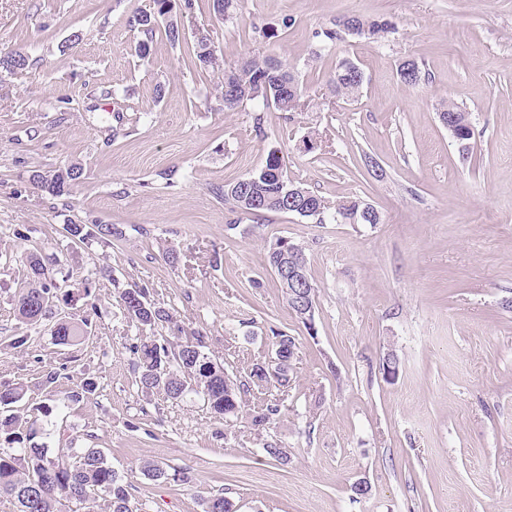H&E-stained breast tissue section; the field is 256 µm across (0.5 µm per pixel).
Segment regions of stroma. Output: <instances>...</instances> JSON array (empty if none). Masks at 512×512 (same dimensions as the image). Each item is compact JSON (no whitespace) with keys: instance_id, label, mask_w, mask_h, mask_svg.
<instances>
[{"instance_id":"stroma-1","label":"stroma","mask_w":512,"mask_h":512,"mask_svg":"<svg viewBox=\"0 0 512 512\" xmlns=\"http://www.w3.org/2000/svg\"><path fill=\"white\" fill-rule=\"evenodd\" d=\"M152 8L0 0V53L36 60L0 68V385H23L18 411L35 419L38 442L54 453L102 449L134 512H203L218 493L238 512H512V0H240L224 21L195 0L188 27L208 29L226 64L273 55L309 95L302 112L264 109L259 129L252 107L225 111L220 72L189 67L193 37L156 39L139 57L126 19ZM350 14L393 28L375 42L342 34L313 57L317 32ZM258 25L279 28L274 45L256 42ZM345 58L364 75L352 100L329 86ZM409 58L424 73L413 87L396 74ZM448 99L469 114L465 156L438 118ZM272 147L289 178L331 202L360 197L381 223L246 215L227 229L217 188ZM369 157L382 178L368 173ZM72 164L83 174L70 194L31 180ZM71 222L116 234L75 244L62 230ZM281 237L304 250L314 331L268 267ZM32 252L57 259L67 289L89 287L105 303L83 344L56 345L50 321L17 317ZM134 285L185 333L201 332L237 376L270 360L273 332L294 337L288 386L247 404L279 399L277 423L224 422L192 392L143 396L128 350L137 331L116 302ZM16 336L22 347H11ZM389 351L399 359L392 381L379 372ZM88 378L95 395L65 417L37 414ZM270 442L288 449V465L265 455ZM148 461L193 481L152 480ZM362 479L370 491L359 498L351 487Z\"/></svg>"}]
</instances>
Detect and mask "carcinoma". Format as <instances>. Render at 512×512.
I'll return each instance as SVG.
<instances>
[{"label":"carcinoma","instance_id":"cac0c4a2","mask_svg":"<svg viewBox=\"0 0 512 512\" xmlns=\"http://www.w3.org/2000/svg\"><path fill=\"white\" fill-rule=\"evenodd\" d=\"M154 10L129 16L127 24L141 35L139 53L149 54L150 43L158 30H163L172 46L179 45L185 37V19L193 8V0H183L180 12H174L175 0H153ZM368 39L379 40L390 31L389 24L365 19L359 15H347L336 22V28L315 33L329 50L340 39L339 29ZM192 62L203 70L220 67L211 36L199 31L195 35ZM0 66L10 71H23L32 66L29 56L9 53L0 56ZM400 82L407 86L419 83L421 68L414 60H405L397 67ZM329 84L333 92L341 96L359 93L363 73L359 66L343 60L336 66ZM221 91L224 95V111L234 112L248 103L272 105L280 112H303L309 107L306 91L299 85L287 65L270 55H252L234 65L223 68ZM443 120L457 124L458 143L462 151L469 150L472 139L471 125L466 112L454 103L441 107ZM81 167L69 166L51 176L35 171L32 180L51 196H62L71 191L81 178ZM227 210L236 215L264 217L268 214L293 213L310 218L319 224L330 219L341 224L357 220L359 224L381 223L380 213L373 209L360 218L366 202L359 197H348L334 204L288 178L281 151H268L261 167L248 176L224 185L219 190ZM65 231L80 243L95 237V231L87 224H68ZM290 240L279 238L269 246L267 262L275 268L288 247ZM149 290L144 287L125 288L119 292V305L125 317L137 329L145 331L167 326L171 332L180 333L183 327L173 314L152 304ZM85 309L77 322L53 325L52 336L63 347L84 343L91 333L95 319L103 313L101 300L89 287L83 288ZM75 296L60 292L56 279L42 259L30 255L25 279L16 296L17 316L27 322H37L53 314L54 306H69ZM275 357L294 360L297 346L295 339L281 332L274 333ZM135 384L141 393L151 396L162 393L177 400L198 384L201 398L210 413L231 421L243 413L247 397L255 391H264L274 385L288 386L286 379H274L269 367L255 365L243 377L232 376L224 366L213 361L208 351L206 336L197 333L171 348L170 340L153 336H139L130 344ZM22 386H0V497L16 506V512H60L62 502L75 507L73 512H92L91 501L103 496L109 512H133L127 485L123 477L108 463L98 448H72L70 452L48 453L43 445L34 442L37 436L33 426L23 424L13 408L23 399ZM280 404L274 400L250 415L254 429H266L276 424ZM206 512H235L233 502L219 493L207 501Z\"/></svg>","mask_w":512,"mask_h":512}]
</instances>
